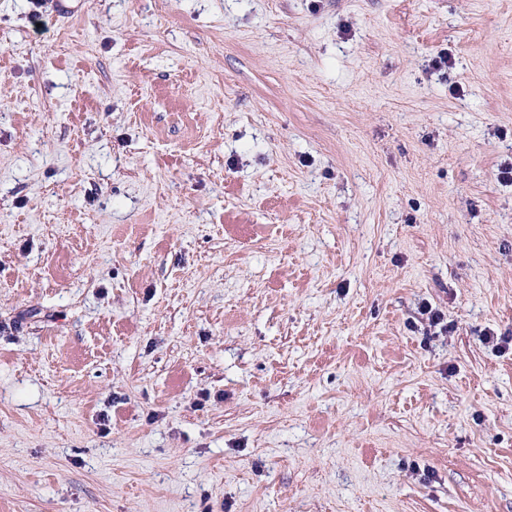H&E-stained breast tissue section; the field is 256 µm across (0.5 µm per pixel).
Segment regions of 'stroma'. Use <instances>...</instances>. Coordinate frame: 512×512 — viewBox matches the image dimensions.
<instances>
[{"label": "stroma", "instance_id": "35a3bbf8", "mask_svg": "<svg viewBox=\"0 0 512 512\" xmlns=\"http://www.w3.org/2000/svg\"><path fill=\"white\" fill-rule=\"evenodd\" d=\"M511 166L512 0H0V512H512Z\"/></svg>", "mask_w": 512, "mask_h": 512}]
</instances>
